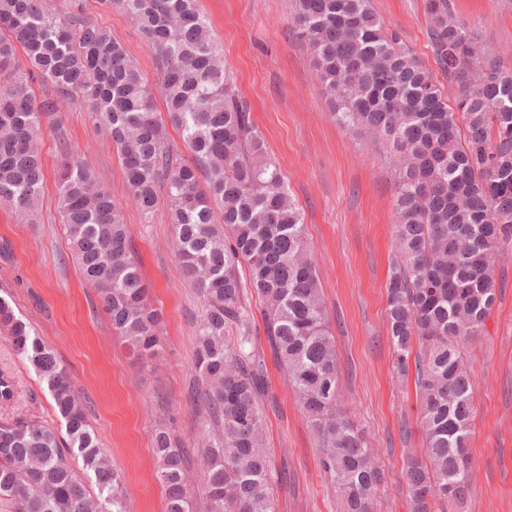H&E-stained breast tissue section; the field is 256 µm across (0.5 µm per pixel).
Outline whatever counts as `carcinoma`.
I'll return each instance as SVG.
<instances>
[{"label":"carcinoma","mask_w":512,"mask_h":512,"mask_svg":"<svg viewBox=\"0 0 512 512\" xmlns=\"http://www.w3.org/2000/svg\"><path fill=\"white\" fill-rule=\"evenodd\" d=\"M335 122L386 149L396 185L386 319L395 369L414 373L425 438L405 458L411 512H461L469 490L475 387L464 344L486 333L493 259L512 240V66L478 45L448 0H426L434 76L385 28L372 0H296ZM124 11L156 56L150 79L78 5L0 0V202L27 218L43 191V122L80 103L107 135L142 214L167 200L174 252L203 307L194 397L212 429L198 449L207 512H277L264 446L266 367L252 349L251 297L264 334L315 429L341 512H374L382 473L339 405L336 347L304 217L238 95L198 0H99ZM27 66L18 68L17 52ZM49 89L36 99L31 83ZM161 96L164 111L157 109ZM174 129L189 156L170 142ZM55 188L69 248L121 340L161 347L159 311L119 206L80 153L62 148ZM0 328L46 385L64 422H0V496L17 512H126L121 475L99 447L57 353L0 298ZM167 512H191L188 451L153 438Z\"/></svg>","instance_id":"cac0c4a2"}]
</instances>
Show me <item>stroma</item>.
Masks as SVG:
<instances>
[{
    "label": "stroma",
    "mask_w": 512,
    "mask_h": 512,
    "mask_svg": "<svg viewBox=\"0 0 512 512\" xmlns=\"http://www.w3.org/2000/svg\"><path fill=\"white\" fill-rule=\"evenodd\" d=\"M432 73L440 69L428 39L424 0H372ZM458 20L495 49L512 51V0H450ZM295 0H199L224 65L252 106L268 150L287 178L305 220L340 365L339 399L367 435L383 472L376 512H410L403 459L419 448V405L413 380L398 379L385 315L386 282L396 222L394 179L383 148L332 119L311 52L297 37ZM87 17L107 26L147 76L154 57L135 22L84 0ZM44 125L45 182L32 216L18 219L0 203V296L66 365L84 396L100 446L121 473L127 512H165L151 448L156 431L171 429L184 448L208 432L207 416L190 397L201 300L186 283L171 246L166 204L144 221L112 145L88 112L74 104ZM95 169L120 204L132 248L162 311L163 348L136 357L112 332L98 297L72 258L54 176L62 144ZM497 300L485 336L467 347L475 383L469 453L471 490L464 512H512V244L495 259ZM267 370L265 443L283 476L274 488L278 512H339L337 493L320 463L316 435L286 379ZM0 371L16 387L0 421L38 419L59 425L54 403L0 330ZM412 433H401L402 425Z\"/></svg>",
    "instance_id": "obj_1"
}]
</instances>
